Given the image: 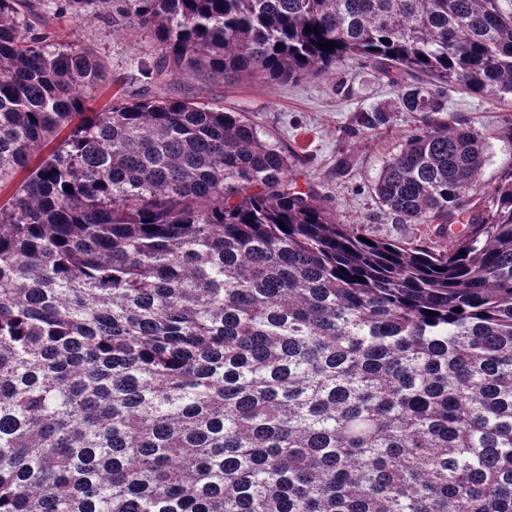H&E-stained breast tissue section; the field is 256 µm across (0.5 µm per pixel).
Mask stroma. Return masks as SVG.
<instances>
[{
	"label": "stroma",
	"mask_w": 512,
	"mask_h": 512,
	"mask_svg": "<svg viewBox=\"0 0 512 512\" xmlns=\"http://www.w3.org/2000/svg\"><path fill=\"white\" fill-rule=\"evenodd\" d=\"M47 10L52 43L93 52L126 95L187 98L244 113L264 139L295 152L289 181L299 189H313L337 220L360 224L367 234L379 239L436 242L435 225L397 223L372 190L413 123L409 113L395 111V93L373 65L353 60L319 77L290 81L258 77L222 80L182 72L149 83L140 76L137 63L158 59L160 50L147 30L124 23L118 14L93 9L86 19L77 20L58 12L55 0H49ZM448 104L485 142L484 191L479 198L487 200V188L500 181L505 161L512 158V140L499 133L502 119L512 115V98L490 104L452 86ZM371 107L387 111L385 125L370 129L355 123L358 111Z\"/></svg>",
	"instance_id": "stroma-1"
}]
</instances>
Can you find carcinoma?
Returning <instances> with one entry per match:
<instances>
[{"instance_id": "cac0c4a2", "label": "carcinoma", "mask_w": 512, "mask_h": 512, "mask_svg": "<svg viewBox=\"0 0 512 512\" xmlns=\"http://www.w3.org/2000/svg\"><path fill=\"white\" fill-rule=\"evenodd\" d=\"M41 2L0 0V512H512V159L482 207L442 90L512 95V0H66L155 82L373 63L417 116L375 194L449 249L362 242L241 112H86L105 64Z\"/></svg>"}]
</instances>
